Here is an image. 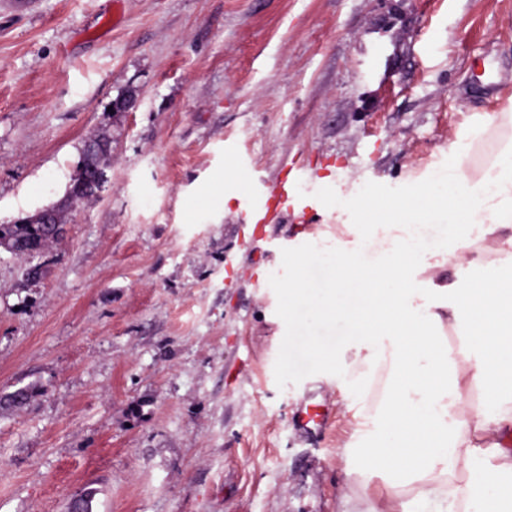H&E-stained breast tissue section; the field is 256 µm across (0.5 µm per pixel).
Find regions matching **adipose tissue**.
I'll return each mask as SVG.
<instances>
[{
    "instance_id": "obj_1",
    "label": "adipose tissue",
    "mask_w": 512,
    "mask_h": 512,
    "mask_svg": "<svg viewBox=\"0 0 512 512\" xmlns=\"http://www.w3.org/2000/svg\"><path fill=\"white\" fill-rule=\"evenodd\" d=\"M338 209L349 240L289 246L281 289L293 344L313 323L344 325L319 363L353 390L357 437L376 438L354 469L361 487L391 488L385 505L348 498L344 512H512V106L476 115L447 168L406 198ZM465 265L476 279L450 278ZM480 455L481 476L455 483Z\"/></svg>"
}]
</instances>
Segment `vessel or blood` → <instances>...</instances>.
<instances>
[{"mask_svg": "<svg viewBox=\"0 0 512 512\" xmlns=\"http://www.w3.org/2000/svg\"><path fill=\"white\" fill-rule=\"evenodd\" d=\"M298 176H285L268 185L262 182L249 184L243 193V218L256 224H267L286 215L304 219L307 212L319 207V200L305 198L297 193ZM329 413L318 403L303 406L297 413V424L309 431L321 429Z\"/></svg>", "mask_w": 512, "mask_h": 512, "instance_id": "1", "label": "vessel or blood"}]
</instances>
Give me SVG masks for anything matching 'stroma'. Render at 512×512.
I'll list each match as a JSON object with an SVG mask.
<instances>
[{
    "label": "stroma",
    "mask_w": 512,
    "mask_h": 512,
    "mask_svg": "<svg viewBox=\"0 0 512 512\" xmlns=\"http://www.w3.org/2000/svg\"><path fill=\"white\" fill-rule=\"evenodd\" d=\"M134 88L126 112L114 99ZM512 102V0H0V224L61 201L108 134L42 279L0 252V512H338L356 420L288 345L289 242L338 201L399 197L471 117ZM323 207L239 220L258 178ZM324 404L320 435L294 412Z\"/></svg>",
    "instance_id": "1"
}]
</instances>
